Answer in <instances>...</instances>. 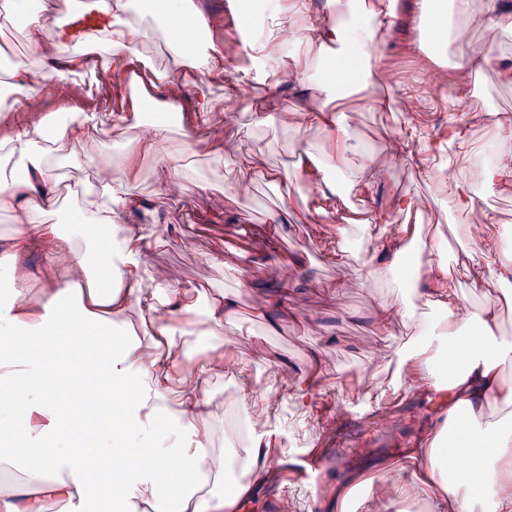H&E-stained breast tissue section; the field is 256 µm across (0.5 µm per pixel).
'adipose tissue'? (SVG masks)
<instances>
[{
	"label": "adipose tissue",
	"instance_id": "adipose-tissue-1",
	"mask_svg": "<svg viewBox=\"0 0 512 512\" xmlns=\"http://www.w3.org/2000/svg\"><path fill=\"white\" fill-rule=\"evenodd\" d=\"M271 2L266 27L246 43L250 65L237 77L223 41L193 42L213 23L190 0H160L163 20L152 27L134 0H37L27 13L22 0H7L0 9V28H20L28 50L0 96V213L13 225L0 237V465L8 471L0 478V512H55L73 504L97 512L89 483L94 462L59 446L64 435L109 448L105 498L113 512H243L271 470L270 446L279 435L268 425L272 413L289 402L301 422L327 415L318 372H284L264 384L253 379L240 358L263 355L262 339L224 337L225 323L239 312V292L203 296L196 281L154 268L150 255L160 234L131 221L150 207L132 185L149 180L156 194L167 195L195 178L184 154L201 151L222 161L243 87L262 85L267 92L252 99V119L262 125L276 115L303 132L294 170L313 187L310 220L340 271L337 288L346 286L352 219L342 196L369 201L381 172L356 158L354 114L334 110L332 83L311 80L310 72L326 59L353 56L362 62V85H390L376 49L396 16V0H370L363 21L333 19L311 10L310 0ZM81 7L97 23L77 31L69 19ZM450 9L455 69L490 68L512 85V65L475 51L471 41L490 25L512 33V0H450ZM158 33L168 47L162 67L148 50ZM290 46L297 55L284 56ZM208 83L223 85V107L200 92ZM283 85L310 89L291 116L276 93ZM95 87L114 91L120 109L98 111ZM144 94L162 112L146 124L138 118ZM45 97L71 104L68 120L54 122L41 112L35 102ZM450 106L463 116L449 124V141H465L490 121L501 131L480 185L453 173L434 176L433 197L474 214V223H404L429 206L413 197L394 198L363 222L368 284L394 288L400 258L416 253L410 294L394 289L381 302L370 293L366 307L377 333L404 336L395 351L375 349L373 360L395 365L389 387L406 403L435 404L433 422L406 450L416 465L413 483L397 468L384 469L337 491L329 512H407V503L420 497L425 512H512V378L501 369L512 358V336L500 332L501 311L473 307L458 287L462 278L486 294L512 286V243L498 235L494 211L478 205L480 192L512 188V114L470 107L462 89ZM106 127L124 130L125 148L104 162L97 134ZM176 134L181 150L173 153L167 146ZM146 157L156 160L149 172L140 166ZM64 162L84 179L80 201L62 223ZM260 178L281 189L270 223H289L292 185L258 155L236 168L213 210L246 195ZM448 235L460 244L450 258L440 246ZM35 249L41 264L33 270L25 258ZM228 345L238 361H225ZM59 376L64 386L46 390ZM226 378L253 424L243 441L217 431L224 401L216 385ZM386 388L366 386L355 407L361 418L385 422ZM92 396L109 407L103 423L87 417ZM133 457L138 465H130Z\"/></svg>",
	"mask_w": 512,
	"mask_h": 512
}]
</instances>
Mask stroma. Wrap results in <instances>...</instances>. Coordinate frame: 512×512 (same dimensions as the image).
<instances>
[{"label": "stroma", "instance_id": "35a3bbf8", "mask_svg": "<svg viewBox=\"0 0 512 512\" xmlns=\"http://www.w3.org/2000/svg\"><path fill=\"white\" fill-rule=\"evenodd\" d=\"M408 0H398L397 17L389 39L377 47L391 71L393 89L390 98H398L402 90L414 89L423 109L425 128L420 143L440 140L448 124V103L457 86L455 70L423 62L422 31L411 25L407 16ZM472 96L470 103L492 112L512 113V86L500 84L493 73L469 74ZM369 89H353L333 100L335 109L352 111L356 122L352 137L364 156L387 163L384 177L377 181L371 204L385 208L394 196L413 197L431 194L433 184L429 169H413L407 165L387 162L384 147L395 130L401 129L405 115L397 107L379 112L367 100ZM233 144L231 153L216 162L204 154L187 157L186 162L198 178L212 186L211 195H221L227 179L237 163L253 153H262L269 165L292 169L294 155L302 145V136L293 126L272 121L253 125L247 104L239 106L237 125L226 133ZM309 186L296 180L293 203L295 219L290 224L272 225L267 221L270 211L279 205L277 187L260 182L251 193L229 203L222 220H214L209 210V197L201 195L193 183H185L177 192L155 196L151 184L136 186L135 194L149 198L152 214L139 217V224L163 227L161 242L154 248L151 259L160 269L176 274L180 279L193 280L197 266L211 262L213 256L240 250L245 242L254 243L268 262L277 265L286 287L292 288L312 302L309 316L283 317L276 335L266 333L265 320L255 313L257 306L269 303L272 291L261 284H246L248 262L229 269L212 264L210 285L214 288L241 290V307L237 321L225 326V336L250 331L266 339L267 348L279 364L291 373L318 370L322 389L334 404L323 422L312 426L307 434H283L275 442L272 477L257 490L261 512H280L281 500L295 486L289 478V456L299 453L318 466L317 495H331L337 481L346 480L358 463L363 450H370L376 459L399 467L405 481H412L414 466L406 460L403 450L420 432L425 417L415 410L390 400L392 418L388 425L369 426L355 413L345 410L344 402L354 401L353 387L359 371L371 365L372 346L396 347V336H369L357 317L365 302L364 259L368 247L360 240V228H352L347 242L350 251L349 285L336 286L337 269L328 260L324 247L311 233L303 211L302 198Z\"/></svg>", "mask_w": 512, "mask_h": 512}]
</instances>
